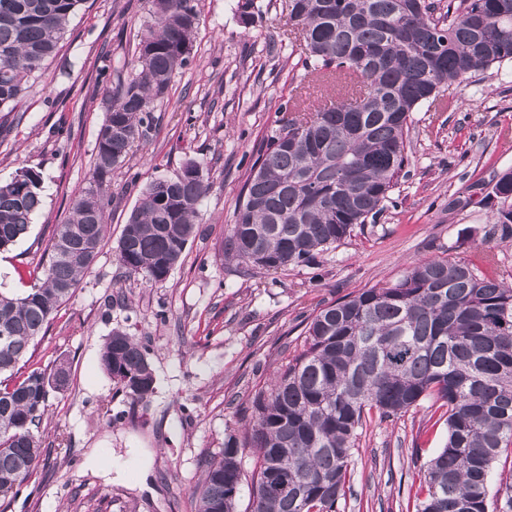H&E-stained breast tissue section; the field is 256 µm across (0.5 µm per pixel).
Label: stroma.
Segmentation results:
<instances>
[{
  "mask_svg": "<svg viewBox=\"0 0 512 512\" xmlns=\"http://www.w3.org/2000/svg\"><path fill=\"white\" fill-rule=\"evenodd\" d=\"M257 2L263 18L246 25L234 0H198L193 63L156 104L151 140L113 171L105 243L27 364L64 359L70 381L51 393L43 454L18 495L0 500V512H197L201 460L248 426L254 395L300 351L321 308L385 286L416 261L469 258L482 248L512 284V237L492 231L502 203L478 189L512 169V60L450 85L446 109L413 113L409 175L378 223L307 266L266 273L225 258L241 186L304 74L283 0ZM149 7L84 0L45 77L14 111L0 112V180L32 167L44 187L28 234L0 251V289L31 287L19 271L39 262L86 186L110 91L98 74H127ZM190 159L209 162L213 176L195 238L167 280L127 274L116 249L141 188ZM459 197L470 205L451 208ZM118 328L145 343L156 376L149 402L133 409L100 364ZM447 436L440 410L426 402L398 418H369L338 512H408L420 465ZM95 453L105 466L94 465Z\"/></svg>",
  "mask_w": 512,
  "mask_h": 512,
  "instance_id": "35a3bbf8",
  "label": "stroma"
}]
</instances>
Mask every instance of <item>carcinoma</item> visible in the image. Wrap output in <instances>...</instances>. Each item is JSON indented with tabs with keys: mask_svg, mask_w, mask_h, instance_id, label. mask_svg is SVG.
Wrapping results in <instances>:
<instances>
[{
	"mask_svg": "<svg viewBox=\"0 0 512 512\" xmlns=\"http://www.w3.org/2000/svg\"><path fill=\"white\" fill-rule=\"evenodd\" d=\"M84 0H0V112L13 111L44 73ZM145 26L98 131L92 173L58 225L23 295L0 290V499L16 495L42 453L50 392L66 363L20 372L19 363L75 294L97 257L112 203V171L155 128L154 102L193 58L196 0H150ZM242 21L262 18L236 0ZM303 70L324 86L278 107L241 190L225 257L267 271L312 262L386 208L410 162L413 112L444 86L512 59V0H285ZM213 185L204 161L147 182L118 241L131 275L165 281L179 263ZM490 194L512 199V169ZM42 206V176L0 182V250L28 232ZM101 365L130 404L154 394L147 348L112 330ZM429 400L445 409L448 437L417 473L415 512H512V480L488 501V481L512 446V287L487 253L416 262L397 280L322 308L302 351L252 401L254 421L229 435L193 490L198 512H236L253 451L251 512H337L365 417L400 416Z\"/></svg>",
	"mask_w": 512,
	"mask_h": 512,
	"instance_id": "obj_1",
	"label": "carcinoma"
}]
</instances>
